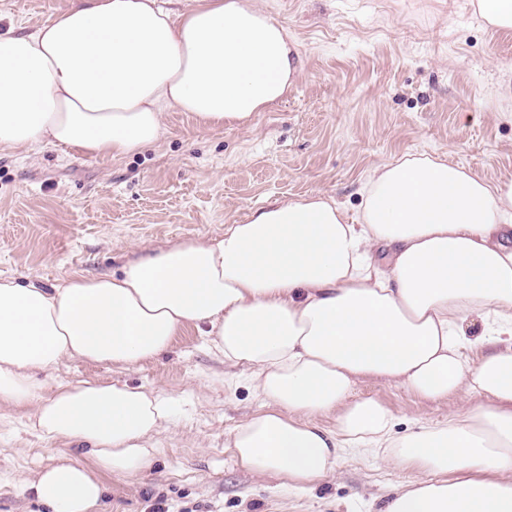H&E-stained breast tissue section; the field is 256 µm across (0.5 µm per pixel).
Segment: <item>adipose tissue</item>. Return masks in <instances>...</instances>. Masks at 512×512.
Here are the masks:
<instances>
[{
	"mask_svg": "<svg viewBox=\"0 0 512 512\" xmlns=\"http://www.w3.org/2000/svg\"><path fill=\"white\" fill-rule=\"evenodd\" d=\"M74 0L0 35V148L120 158L157 142L166 110L244 127L286 97L301 58L257 0ZM357 219L315 192L274 199L222 236L180 241L121 274L47 288L0 278V404H30L50 439L86 443L24 482L53 512H99L100 476L147 469L173 398L125 383L48 386L80 358L128 368L203 332L262 406L225 438L242 469L306 490L352 452L428 472L385 512H512V179L406 154L376 167ZM478 316L484 330L464 323ZM428 400L440 422L395 434L357 380ZM483 402L473 406L471 395ZM332 413L335 427L316 423Z\"/></svg>",
	"mask_w": 512,
	"mask_h": 512,
	"instance_id": "ef3b65f1",
	"label": "adipose tissue"
}]
</instances>
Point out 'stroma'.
Segmentation results:
<instances>
[{"instance_id":"stroma-1","label":"stroma","mask_w":512,"mask_h":512,"mask_svg":"<svg viewBox=\"0 0 512 512\" xmlns=\"http://www.w3.org/2000/svg\"><path fill=\"white\" fill-rule=\"evenodd\" d=\"M73 0H0V27L23 33ZM472 0H259L288 29L303 63L287 98L249 126L200 129L164 114L152 146L114 159L39 145L0 150V276L52 287L78 274H121L170 243L215 237L274 199L321 192L349 214L369 169L426 153L494 182L512 178V32L485 24ZM196 330L131 369L66 359L47 383L125 382L174 398L143 472L102 475L103 512H383L393 488L424 480L372 456H351L302 491L240 468L224 439L257 410L246 384ZM397 419V435L437 421L455 399L430 402L395 385L360 380ZM32 406L0 407V512H50L23 480L78 443L33 430Z\"/></svg>"}]
</instances>
